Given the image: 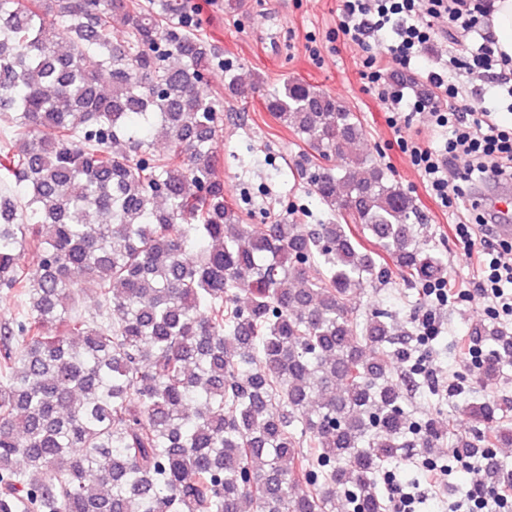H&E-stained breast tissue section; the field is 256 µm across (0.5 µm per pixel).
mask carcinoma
Segmentation results:
<instances>
[{
    "instance_id": "carcinoma-1",
    "label": "carcinoma",
    "mask_w": 512,
    "mask_h": 512,
    "mask_svg": "<svg viewBox=\"0 0 512 512\" xmlns=\"http://www.w3.org/2000/svg\"><path fill=\"white\" fill-rule=\"evenodd\" d=\"M215 59L184 0H0V288L21 304L0 323V512H336L344 495L384 512L385 465L432 462L448 435L404 412V331L352 305L394 270L448 277L417 242L415 201L353 151L363 127L336 97L231 70L224 90L261 94L306 146L330 212L246 223L216 176ZM470 338L487 350L476 379L496 382L512 334L477 320ZM503 412L465 406L509 483Z\"/></svg>"
}]
</instances>
